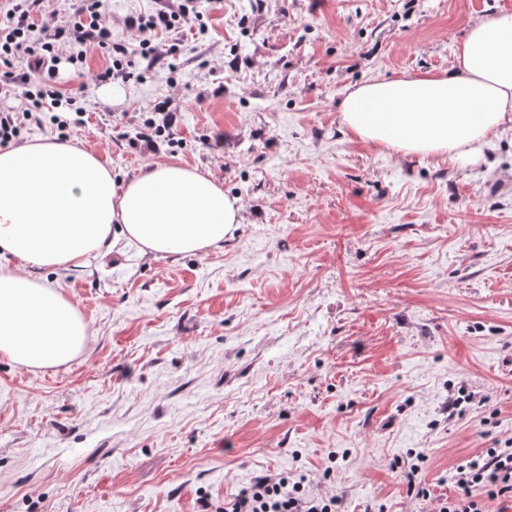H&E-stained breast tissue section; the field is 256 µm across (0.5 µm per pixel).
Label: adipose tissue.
Listing matches in <instances>:
<instances>
[{
  "label": "adipose tissue",
  "mask_w": 512,
  "mask_h": 512,
  "mask_svg": "<svg viewBox=\"0 0 512 512\" xmlns=\"http://www.w3.org/2000/svg\"><path fill=\"white\" fill-rule=\"evenodd\" d=\"M345 128L402 153L472 158L512 120V13L475 23L447 73L373 79L341 104ZM242 204L222 184L177 162L115 185L91 150L41 141L0 149V356L56 367L84 348L88 327L60 290L29 268L82 270L111 251L113 230L154 254L220 247Z\"/></svg>",
  "instance_id": "1"
}]
</instances>
